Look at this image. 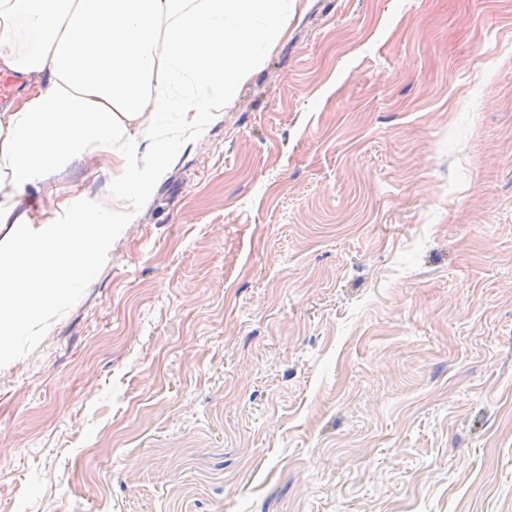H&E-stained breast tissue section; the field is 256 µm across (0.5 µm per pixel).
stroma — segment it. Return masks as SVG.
I'll use <instances>...</instances> for the list:
<instances>
[{
	"instance_id": "obj_1",
	"label": "stroma",
	"mask_w": 512,
	"mask_h": 512,
	"mask_svg": "<svg viewBox=\"0 0 512 512\" xmlns=\"http://www.w3.org/2000/svg\"><path fill=\"white\" fill-rule=\"evenodd\" d=\"M130 210L0 358V512H512V0H292Z\"/></svg>"
}]
</instances>
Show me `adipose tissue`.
<instances>
[{
    "label": "adipose tissue",
    "mask_w": 512,
    "mask_h": 512,
    "mask_svg": "<svg viewBox=\"0 0 512 512\" xmlns=\"http://www.w3.org/2000/svg\"><path fill=\"white\" fill-rule=\"evenodd\" d=\"M288 27V0H0V355L97 268L115 225L175 156L220 120ZM180 113L171 126L168 117ZM90 154L139 167L108 203L57 201L48 181ZM35 194L52 217L31 232Z\"/></svg>",
    "instance_id": "1"
}]
</instances>
